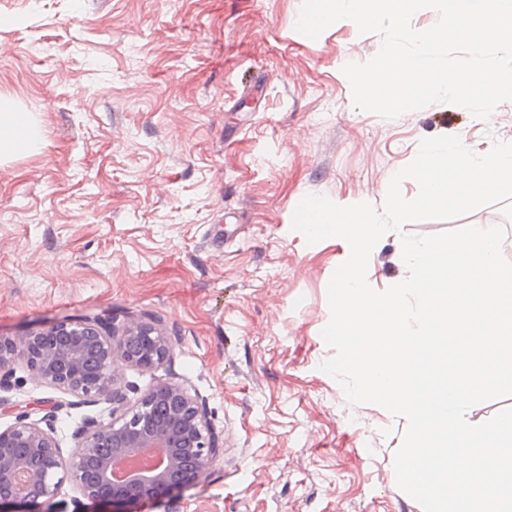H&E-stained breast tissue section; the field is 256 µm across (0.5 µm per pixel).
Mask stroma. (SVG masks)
<instances>
[{
  "instance_id": "35a3bbf8",
  "label": "stroma",
  "mask_w": 512,
  "mask_h": 512,
  "mask_svg": "<svg viewBox=\"0 0 512 512\" xmlns=\"http://www.w3.org/2000/svg\"><path fill=\"white\" fill-rule=\"evenodd\" d=\"M301 0H0V99L36 148L0 161V334L67 316L155 321L171 363L125 368L146 391L184 384L224 440L181 512H422L396 483L403 418L351 403L320 368L340 238L292 231L309 194L383 210L422 138L483 152L512 142V101L487 119L436 103L357 109L342 68L384 37L340 21L318 38ZM505 225L512 199L390 230L369 285L404 280L406 235ZM18 369L0 426L58 408L63 448L84 415Z\"/></svg>"
}]
</instances>
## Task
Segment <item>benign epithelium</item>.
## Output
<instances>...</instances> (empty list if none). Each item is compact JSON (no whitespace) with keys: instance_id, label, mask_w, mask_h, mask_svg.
<instances>
[{"instance_id":"7a95c632","label":"benign epithelium","mask_w":512,"mask_h":512,"mask_svg":"<svg viewBox=\"0 0 512 512\" xmlns=\"http://www.w3.org/2000/svg\"><path fill=\"white\" fill-rule=\"evenodd\" d=\"M168 336L153 322L118 325L99 317L67 319L19 337L0 336V392L26 368L40 384L72 397L70 406L107 405L108 418L86 414L66 452L57 434V412L38 419L20 415L0 428V512H56L57 498L73 492L72 512L86 506L126 512L154 502L179 512L182 493L211 475L223 443L205 403L182 384L158 380L134 400L137 389L119 372L122 363L152 371L172 360ZM59 403L58 408H63ZM144 448H164L153 465L113 478L116 458Z\"/></svg>"}]
</instances>
